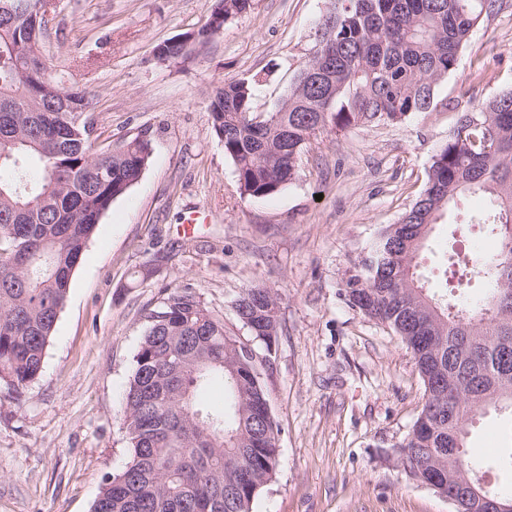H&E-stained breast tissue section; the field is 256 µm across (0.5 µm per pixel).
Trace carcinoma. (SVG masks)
<instances>
[{"label": "carcinoma", "mask_w": 512, "mask_h": 512, "mask_svg": "<svg viewBox=\"0 0 512 512\" xmlns=\"http://www.w3.org/2000/svg\"><path fill=\"white\" fill-rule=\"evenodd\" d=\"M503 0H331L316 49L288 95L253 123L252 82L213 88L210 117L238 176L243 198H265L291 182L316 133L427 112L435 87L455 69L460 50ZM21 16L0 18V380L23 387L42 372L45 351L71 279L96 224L140 179L150 140L101 148L85 92L57 80L37 50L47 0H24ZM252 0H213L195 42L215 20L241 15ZM186 45L167 41L172 61ZM495 197L493 211L470 218L496 235L491 264L473 262L448 243L441 267L459 273L454 289L493 283L482 303L452 312L424 292L415 259L443 211L468 194ZM512 219V90L479 112L461 113L433 157L416 201L381 230L344 285L348 304L387 325L411 352L425 403L399 449L415 480L431 470L435 492L479 488L466 446L468 426L492 410L506 427L489 468L512 471V259L504 256L503 221ZM237 318L265 347L277 341L280 295L266 286L242 290ZM134 356L124 397L130 457L104 476L92 512H251L278 466L280 428L268 403L267 362L226 330L188 288L168 292ZM459 390L448 404V378ZM224 383V403L198 393Z\"/></svg>", "instance_id": "carcinoma-1"}]
</instances>
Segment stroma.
<instances>
[{"mask_svg": "<svg viewBox=\"0 0 512 512\" xmlns=\"http://www.w3.org/2000/svg\"><path fill=\"white\" fill-rule=\"evenodd\" d=\"M53 2L41 53L63 84L85 90L102 141L143 134L152 154L97 224L38 379L20 389L0 381V512H91L104 474L129 458L123 396L147 314L185 285L233 335L271 354L263 380L280 426L279 462L253 512H455L397 460L425 401L413 356L349 306L343 289L379 229L422 191L460 113L512 89V0L481 19L438 84L434 110L317 133L297 177L261 199L239 194L209 94L253 77L254 112H272L310 57L330 0H253L207 44L165 62L158 46L201 28L211 0ZM491 208L487 195L473 194L434 225L417 258L430 292L441 286L433 271L447 226ZM193 210L209 221L187 236L180 225ZM146 265L150 278L134 281ZM251 285L281 296L270 351L234 311ZM502 444L492 412L467 438L481 464Z\"/></svg>", "mask_w": 512, "mask_h": 512, "instance_id": "1", "label": "stroma"}]
</instances>
